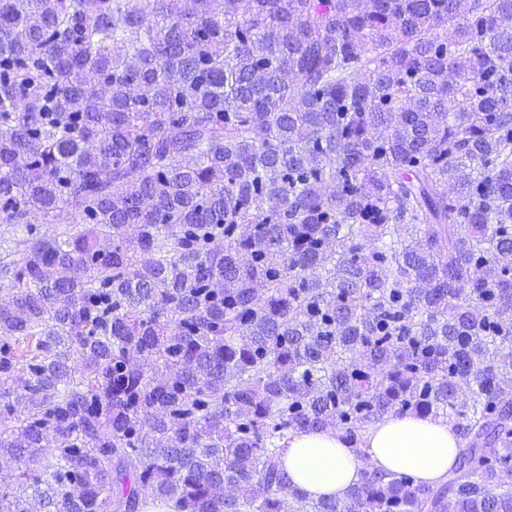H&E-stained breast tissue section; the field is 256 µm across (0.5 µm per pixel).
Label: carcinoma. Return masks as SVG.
Returning a JSON list of instances; mask_svg holds the SVG:
<instances>
[{"label": "carcinoma", "mask_w": 512, "mask_h": 512, "mask_svg": "<svg viewBox=\"0 0 512 512\" xmlns=\"http://www.w3.org/2000/svg\"><path fill=\"white\" fill-rule=\"evenodd\" d=\"M445 418L448 479L290 485ZM0 512H512V0H0ZM460 439L442 418L385 415L360 443L348 444L341 432H294L284 442L282 459L292 486L310 499L342 497L360 479L361 457L372 469L406 473L425 485L448 477Z\"/></svg>", "instance_id": "obj_1"}]
</instances>
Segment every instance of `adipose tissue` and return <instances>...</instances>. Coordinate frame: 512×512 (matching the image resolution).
Wrapping results in <instances>:
<instances>
[{
  "mask_svg": "<svg viewBox=\"0 0 512 512\" xmlns=\"http://www.w3.org/2000/svg\"><path fill=\"white\" fill-rule=\"evenodd\" d=\"M459 442L445 419L389 414L369 427L356 445L332 430L291 433L282 459L291 485L308 498L340 497L359 481L365 461L375 470L439 484L448 477Z\"/></svg>",
  "mask_w": 512,
  "mask_h": 512,
  "instance_id": "adipose-tissue-1",
  "label": "adipose tissue"
}]
</instances>
